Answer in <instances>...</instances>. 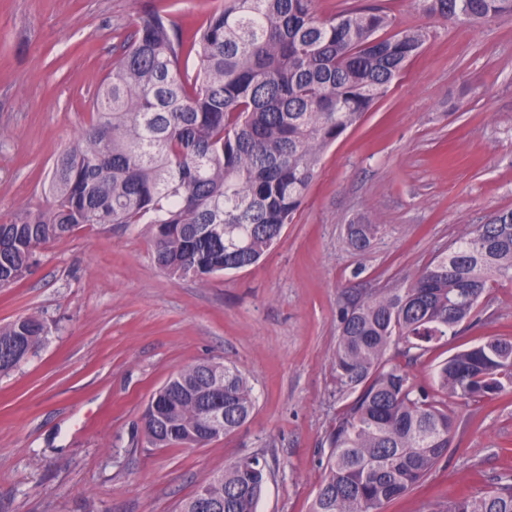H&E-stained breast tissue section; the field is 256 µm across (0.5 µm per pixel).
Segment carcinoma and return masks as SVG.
Returning a JSON list of instances; mask_svg holds the SVG:
<instances>
[{
	"label": "carcinoma",
	"instance_id": "1",
	"mask_svg": "<svg viewBox=\"0 0 512 512\" xmlns=\"http://www.w3.org/2000/svg\"><path fill=\"white\" fill-rule=\"evenodd\" d=\"M456 26L512 15V0H420ZM380 3L321 16L316 0H224L186 34L169 14L142 12L98 85L75 146L54 162L37 205L0 224V287L29 275L38 248L102 224H146L156 265L172 279H206L258 263L293 222L325 149L383 98L429 32ZM377 224H350L357 251ZM512 284V210L446 247L403 288L352 296L339 313L336 392L353 399L327 436L326 474L312 512H381L426 481L448 455V399L512 392V340L494 338L440 364L437 391L416 387L391 344L415 361L471 320L491 288ZM48 334L35 316L0 325V372ZM224 433L245 423L255 398L234 367L205 360L150 398L153 448L203 447L213 397ZM268 477L241 457L213 475L180 512H257ZM430 512H512V480Z\"/></svg>",
	"mask_w": 512,
	"mask_h": 512
}]
</instances>
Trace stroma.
I'll return each mask as SVG.
<instances>
[{
  "instance_id": "1",
  "label": "stroma",
  "mask_w": 512,
  "mask_h": 512,
  "mask_svg": "<svg viewBox=\"0 0 512 512\" xmlns=\"http://www.w3.org/2000/svg\"><path fill=\"white\" fill-rule=\"evenodd\" d=\"M396 28L427 26L422 53L322 155L293 224L256 266L174 280L143 224L78 230L41 247L0 288V324L34 315L49 333L0 374V512H180L244 456L265 463L259 512H310L327 435L347 405L332 362L346 299L400 288L469 226L512 209V17L469 28L387 0ZM224 0H0V222L46 200L54 161L75 144L96 85L147 7L202 22ZM376 224L370 248L345 228ZM480 319L409 371L436 387L449 356L512 339V284ZM202 360L236 367L255 407L202 448H151L152 394ZM448 456L383 512H429L512 478V393L452 399Z\"/></svg>"
}]
</instances>
